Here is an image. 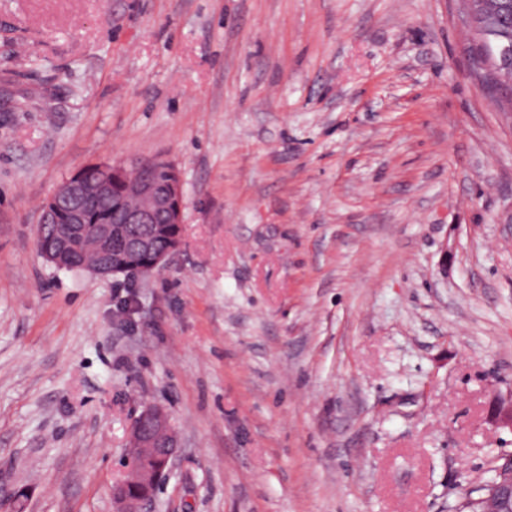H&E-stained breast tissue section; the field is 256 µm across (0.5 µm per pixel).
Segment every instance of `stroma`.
<instances>
[{
    "instance_id": "obj_1",
    "label": "stroma",
    "mask_w": 512,
    "mask_h": 512,
    "mask_svg": "<svg viewBox=\"0 0 512 512\" xmlns=\"http://www.w3.org/2000/svg\"><path fill=\"white\" fill-rule=\"evenodd\" d=\"M477 41L466 0H0V512H115L150 405L153 512H454L512 458V102ZM156 157L165 268L41 258L62 181ZM172 253L173 252L157 254L148 269L141 267L135 262L130 264L121 263L119 265L120 269H115L113 268V265L111 266L100 261H93L89 263L87 268L94 276L97 277H107L112 275L123 277L126 281H132L144 275L146 272H150L151 274L154 271L165 267ZM130 443L154 455L162 469H170L176 454L177 440L168 414L161 408H145L130 427Z\"/></svg>"
}]
</instances>
